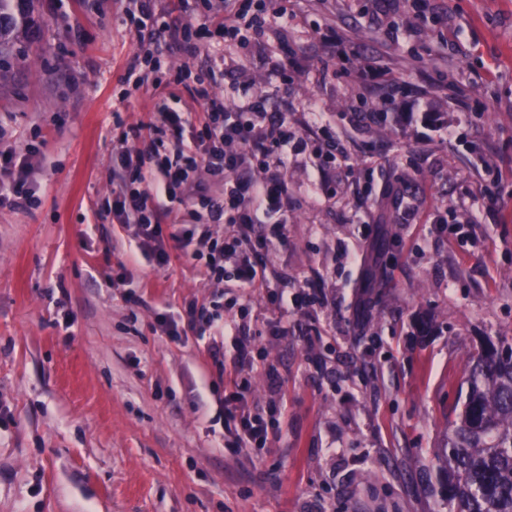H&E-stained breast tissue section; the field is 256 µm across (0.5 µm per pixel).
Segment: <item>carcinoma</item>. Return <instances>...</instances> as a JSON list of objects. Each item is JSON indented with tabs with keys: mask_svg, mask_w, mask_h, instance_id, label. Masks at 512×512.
<instances>
[{
	"mask_svg": "<svg viewBox=\"0 0 512 512\" xmlns=\"http://www.w3.org/2000/svg\"><path fill=\"white\" fill-rule=\"evenodd\" d=\"M33 0H0V59L36 25ZM462 410L436 453L434 495L448 512H512V353L486 340L467 364Z\"/></svg>",
	"mask_w": 512,
	"mask_h": 512,
	"instance_id": "cac0c4a2",
	"label": "carcinoma"
}]
</instances>
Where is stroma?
Wrapping results in <instances>:
<instances>
[{
    "instance_id": "35a3bbf8",
    "label": "stroma",
    "mask_w": 512,
    "mask_h": 512,
    "mask_svg": "<svg viewBox=\"0 0 512 512\" xmlns=\"http://www.w3.org/2000/svg\"><path fill=\"white\" fill-rule=\"evenodd\" d=\"M265 7L257 44L199 38L137 89L136 0H37L0 83V131L39 184L0 210V512H437L466 362L512 345V0ZM216 66L228 105L250 89L293 130L288 237L252 291L176 249L155 270L112 221V158L150 145L128 128L171 71ZM390 184L399 201L380 199ZM379 221L393 233L366 288ZM307 282L312 304L273 301ZM192 304L247 310L249 358L214 356ZM242 379L239 414L273 420L262 448L229 445Z\"/></svg>"
}]
</instances>
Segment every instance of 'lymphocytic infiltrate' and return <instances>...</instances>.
<instances>
[{
	"mask_svg": "<svg viewBox=\"0 0 512 512\" xmlns=\"http://www.w3.org/2000/svg\"><path fill=\"white\" fill-rule=\"evenodd\" d=\"M215 11L212 0H139L125 23L138 48L124 79L141 87L147 73L158 71L165 54L190 52L198 32H206L224 49L256 43L270 22L263 5L231 0ZM184 20L173 25L172 13ZM190 111L177 94L157 102L153 122L135 126L134 137L149 135L152 151L121 154L112 162V215L137 227L138 247L151 252L156 269L171 262V248L199 261L208 279L230 277L242 289L263 285L258 262L275 242L287 238L286 224L275 217L288 207L287 147L293 136L287 119H268L259 98L248 97L237 109L226 108L214 91L215 72L196 75ZM207 180H199L198 171ZM28 158L0 145V209L30 203L36 186ZM222 199L219 219L235 225V234L220 237L203 222L200 205ZM186 317L199 335L239 343L249 337L246 320L226 319L206 308L189 306Z\"/></svg>",
	"mask_w": 512,
	"mask_h": 512,
	"instance_id": "1",
	"label": "lymphocytic infiltrate"
}]
</instances>
